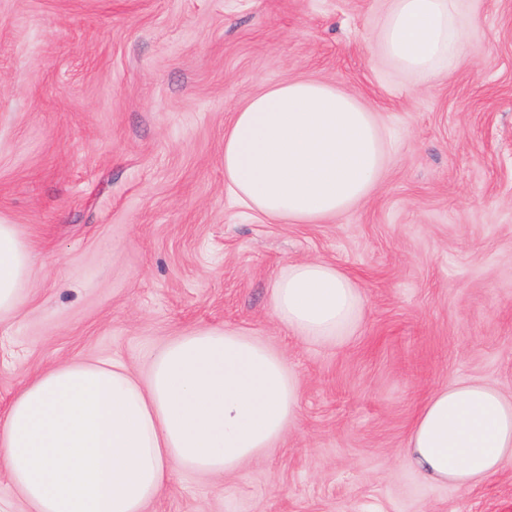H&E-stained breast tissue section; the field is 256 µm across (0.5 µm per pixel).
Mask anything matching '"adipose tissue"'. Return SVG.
Returning <instances> with one entry per match:
<instances>
[{"label":"adipose tissue","mask_w":512,"mask_h":512,"mask_svg":"<svg viewBox=\"0 0 512 512\" xmlns=\"http://www.w3.org/2000/svg\"><path fill=\"white\" fill-rule=\"evenodd\" d=\"M460 0H388L373 51L428 85L461 54ZM385 142L355 97L318 80L268 87L224 130V181L272 220L321 224L366 201ZM31 247L0 224V321L18 307ZM276 319L310 344L353 336L366 300L356 279L320 259L274 283ZM298 378L261 340L197 328L152 357L146 378L119 361L61 363L23 385L0 418V468L29 512H144L177 473L221 475L260 458L295 426ZM429 482L474 486L512 463V399L455 380L419 409L405 448Z\"/></svg>","instance_id":"1"}]
</instances>
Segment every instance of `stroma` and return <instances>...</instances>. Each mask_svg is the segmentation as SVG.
Masks as SVG:
<instances>
[{
	"instance_id": "35a3bbf8",
	"label": "stroma",
	"mask_w": 512,
	"mask_h": 512,
	"mask_svg": "<svg viewBox=\"0 0 512 512\" xmlns=\"http://www.w3.org/2000/svg\"><path fill=\"white\" fill-rule=\"evenodd\" d=\"M462 59L426 87L373 56L386 0H0V224L32 247L0 323V415L72 359L150 358L196 328L280 353L295 428L222 476L184 472L145 512H512V466L423 482L413 418L451 380L512 397V0H465ZM328 81L386 143L368 201L281 224L224 183V129L265 86ZM354 276L366 309L339 345L273 315L288 264Z\"/></svg>"
}]
</instances>
